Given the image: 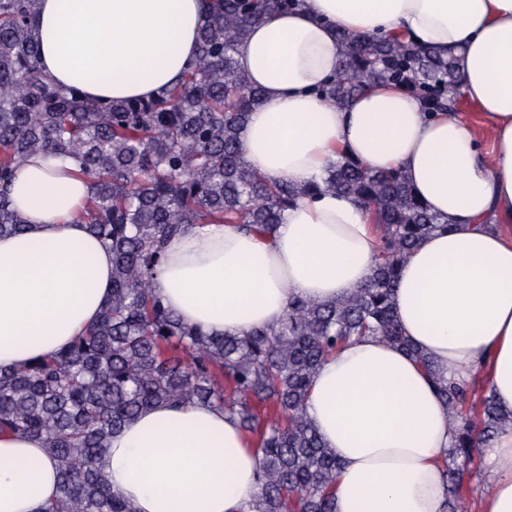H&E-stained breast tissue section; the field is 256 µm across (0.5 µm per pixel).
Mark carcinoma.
Returning <instances> with one entry per match:
<instances>
[{
	"instance_id": "1",
	"label": "carcinoma",
	"mask_w": 512,
	"mask_h": 512,
	"mask_svg": "<svg viewBox=\"0 0 512 512\" xmlns=\"http://www.w3.org/2000/svg\"><path fill=\"white\" fill-rule=\"evenodd\" d=\"M301 0H212L197 64L150 100L90 102L42 73L32 36L33 0H0V235L24 225L8 182L28 155L76 162L91 181V233L112 250V297L97 322L65 350L21 367L0 366V432L42 438L57 469L45 512H136L112 491L99 460L112 435L159 404L207 402L236 417L260 453L256 512H336L340 464L305 407L323 359L378 336L428 364L402 335L393 306L399 266L443 227L402 172L372 171L344 157L322 183H268L243 161L240 134L262 92L235 60L237 43L265 16ZM336 74L319 89L346 105L385 85L407 90L424 111L456 108L461 76L451 53L404 37L341 33ZM331 189L368 206L380 247L365 284L330 303L290 302L274 329L219 336L187 326L150 288L165 240L204 220L271 232L285 209ZM456 441L445 466L448 510L466 490L463 468L480 444L512 426L492 392L472 382L441 387Z\"/></svg>"
}]
</instances>
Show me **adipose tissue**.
Segmentation results:
<instances>
[{
    "label": "adipose tissue",
    "mask_w": 512,
    "mask_h": 512,
    "mask_svg": "<svg viewBox=\"0 0 512 512\" xmlns=\"http://www.w3.org/2000/svg\"><path fill=\"white\" fill-rule=\"evenodd\" d=\"M41 70L88 99H151L191 70L202 0H36ZM405 34L456 51L464 97L488 147L461 116L432 115L403 89L347 106L318 92L341 59L339 32ZM263 93L241 134L268 182L321 181L340 157L401 169L417 199L448 222L400 266L394 306L431 362L374 337L317 369L306 414L336 456V512H446L442 459L454 441L440 386L480 376L512 411V0H303L264 18L237 45ZM90 182L36 153L9 197L25 226L0 237V364L50 356L98 319L112 296V252L81 217ZM379 243L371 212L334 190L300 198L261 237L199 223L170 238L151 286L185 323L241 336L276 324L292 298L342 299L365 283ZM478 512H512V427L486 449ZM101 466L137 512H241L260 492L238 421L210 405L159 404L113 435ZM44 440L0 435V512H43L56 491Z\"/></svg>",
    "instance_id": "adipose-tissue-1"
}]
</instances>
